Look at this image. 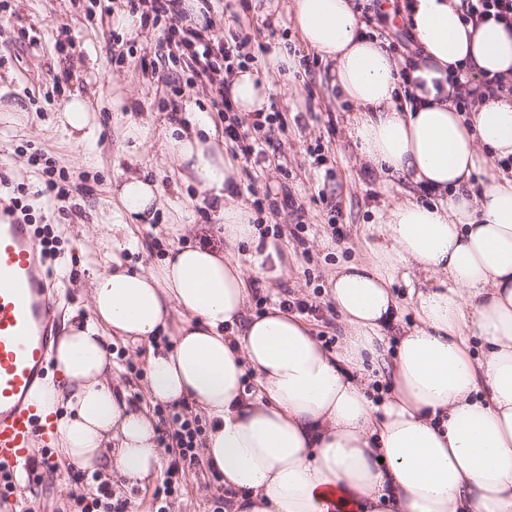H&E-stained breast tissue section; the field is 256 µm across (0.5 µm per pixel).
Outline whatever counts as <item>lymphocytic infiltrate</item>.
I'll return each mask as SVG.
<instances>
[{"label": "lymphocytic infiltrate", "instance_id": "1", "mask_svg": "<svg viewBox=\"0 0 512 512\" xmlns=\"http://www.w3.org/2000/svg\"><path fill=\"white\" fill-rule=\"evenodd\" d=\"M182 2L127 0L130 13L139 15L142 26L168 23V56L171 60L183 56L190 60L189 76L167 83L168 105L174 110L181 109L187 91L199 84L207 86L212 109L224 116V138L232 143L234 152L247 162L258 164L266 161L264 145L269 141L267 132L273 127L285 126L282 113L256 112L248 119L237 116L226 88L228 76L243 67L247 59L246 41L229 43L207 30L185 25L186 13ZM169 426L170 437L175 443L174 458L161 486L154 492V512H168L169 498L180 491L187 473L200 464L198 450L205 432L201 416L176 413L171 416Z\"/></svg>", "mask_w": 512, "mask_h": 512}]
</instances>
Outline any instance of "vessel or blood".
Returning <instances> with one entry per match:
<instances>
[{
	"label": "vessel or blood",
	"mask_w": 512,
	"mask_h": 512,
	"mask_svg": "<svg viewBox=\"0 0 512 512\" xmlns=\"http://www.w3.org/2000/svg\"><path fill=\"white\" fill-rule=\"evenodd\" d=\"M30 225L0 208V467L28 463L54 441L53 424L36 413L33 394L44 379L56 312Z\"/></svg>",
	"instance_id": "obj_1"
}]
</instances>
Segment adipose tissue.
I'll return each mask as SVG.
<instances>
[{
	"label": "adipose tissue",
	"mask_w": 512,
	"mask_h": 512,
	"mask_svg": "<svg viewBox=\"0 0 512 512\" xmlns=\"http://www.w3.org/2000/svg\"><path fill=\"white\" fill-rule=\"evenodd\" d=\"M303 44L334 63L332 84L355 111L348 136L383 175L432 193L379 214L366 263L344 264L327 294L345 332L338 351L294 313L247 316L250 275L277 258L235 191L240 171L206 114L163 128L160 149L206 192L232 247L254 248L245 269L207 245H178L132 271L142 245L124 215L152 216L157 184L130 175L118 191L112 268L92 282L90 318L55 347L62 377L36 402L53 415L63 459L107 465L141 484L161 467L150 407L192 402L202 445L223 476L230 512H512V95L459 111L450 76L512 79V29L462 21L460 0H413L407 23L422 53L413 86L366 29L352 0H291ZM228 94L237 111L269 107L264 75L242 69ZM485 173L474 188L471 178ZM430 287L411 293L415 327L397 329L398 273ZM182 323L172 326L173 313ZM149 343V406L112 382V338ZM173 336L171 345L161 337ZM386 365L371 397L368 366Z\"/></svg>",
	"instance_id": "obj_1"
}]
</instances>
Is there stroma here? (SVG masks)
Returning a JSON list of instances; mask_svg holds the SVG:
<instances>
[{"label":"stroma","instance_id":"35a3bbf8","mask_svg":"<svg viewBox=\"0 0 512 512\" xmlns=\"http://www.w3.org/2000/svg\"><path fill=\"white\" fill-rule=\"evenodd\" d=\"M90 0H5L0 5V206L23 196L37 225H50L59 240L60 255L53 262V299L60 312L59 329L70 324V313L89 312L95 274L110 269L105 226L112 221L117 200L112 189L137 173L158 182L161 205L149 223L131 220L130 229L143 249L132 262L145 267L161 262L173 245L202 242L204 235L223 236L222 222L205 195L178 178L172 163L150 144L134 145L124 132L130 121L148 123L160 132L164 123L190 124L197 113L210 111L207 87L196 86L183 100L181 111L166 109L165 81L180 77L169 62L167 27L121 28L113 18L88 21ZM287 0H230L216 15L215 34L225 40L250 36L252 43L294 53V68L270 69L267 55H257V70L272 78L270 108L282 112L285 130H272L271 165L258 172L255 193L240 190L252 203L260 194L281 200L291 189L297 204L263 212L269 225H280L275 243L288 257L287 273H276L267 262L258 278L269 303L287 298L317 308L308 317L317 339L337 348L344 334L340 317L325 292L337 266L369 260L368 243L378 214L403 199L404 185L387 183L384 176L362 162L346 132L353 107L331 89L329 61L305 51L286 10ZM129 52L124 64L112 59L114 39ZM121 86L127 104L112 107V88ZM85 97L95 111L96 128L85 142H77L57 122L70 94ZM321 146L323 163L309 149ZM41 151L68 176L70 192L57 204L36 194L40 181L29 156ZM113 372L130 400H146L148 346L114 337ZM17 500L0 503V512H76L73 494L92 497L91 478L58 477L45 470L28 475ZM210 472L189 475L187 487L169 500L170 512H213L223 495Z\"/></svg>","mask_w":512,"mask_h":512}]
</instances>
